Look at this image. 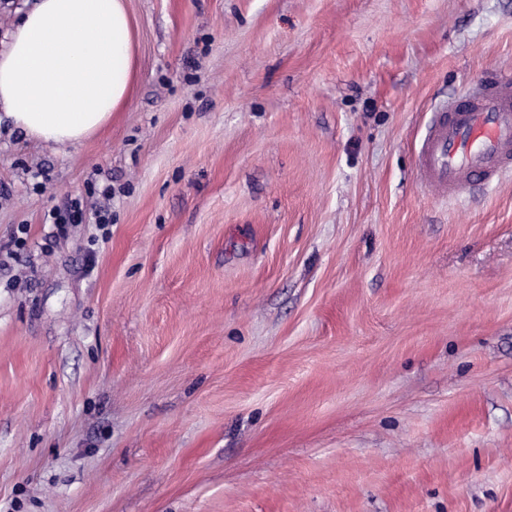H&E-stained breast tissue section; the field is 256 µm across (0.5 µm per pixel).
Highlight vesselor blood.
<instances>
[{"mask_svg": "<svg viewBox=\"0 0 512 512\" xmlns=\"http://www.w3.org/2000/svg\"><path fill=\"white\" fill-rule=\"evenodd\" d=\"M418 175L436 197L512 169V80L483 75L461 98L435 107L418 149Z\"/></svg>", "mask_w": 512, "mask_h": 512, "instance_id": "b4317fda", "label": "vessel or blood"}]
</instances>
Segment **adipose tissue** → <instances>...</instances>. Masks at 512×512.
Here are the masks:
<instances>
[{"label": "adipose tissue", "mask_w": 512, "mask_h": 512, "mask_svg": "<svg viewBox=\"0 0 512 512\" xmlns=\"http://www.w3.org/2000/svg\"><path fill=\"white\" fill-rule=\"evenodd\" d=\"M134 53L126 0H37L0 52V109L32 139L78 143L126 105Z\"/></svg>", "instance_id": "adipose-tissue-1"}]
</instances>
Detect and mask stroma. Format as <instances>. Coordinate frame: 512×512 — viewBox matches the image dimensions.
Wrapping results in <instances>:
<instances>
[{
    "label": "stroma",
    "mask_w": 512,
    "mask_h": 512,
    "mask_svg": "<svg viewBox=\"0 0 512 512\" xmlns=\"http://www.w3.org/2000/svg\"><path fill=\"white\" fill-rule=\"evenodd\" d=\"M127 8L111 123L0 121V512H512V175L417 180L512 0Z\"/></svg>",
    "instance_id": "35a3bbf8"
}]
</instances>
